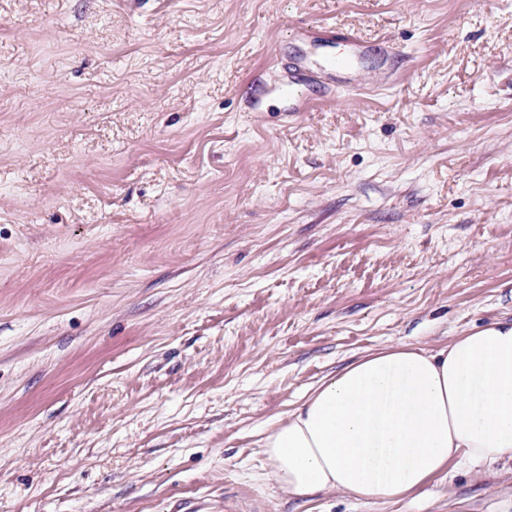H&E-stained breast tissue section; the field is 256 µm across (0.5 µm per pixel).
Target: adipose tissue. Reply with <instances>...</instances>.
Instances as JSON below:
<instances>
[{
  "label": "adipose tissue",
  "instance_id": "adipose-tissue-1",
  "mask_svg": "<svg viewBox=\"0 0 512 512\" xmlns=\"http://www.w3.org/2000/svg\"><path fill=\"white\" fill-rule=\"evenodd\" d=\"M264 480L307 498L391 503L447 474L512 458V323L427 351H370L323 378L262 439Z\"/></svg>",
  "mask_w": 512,
  "mask_h": 512
}]
</instances>
